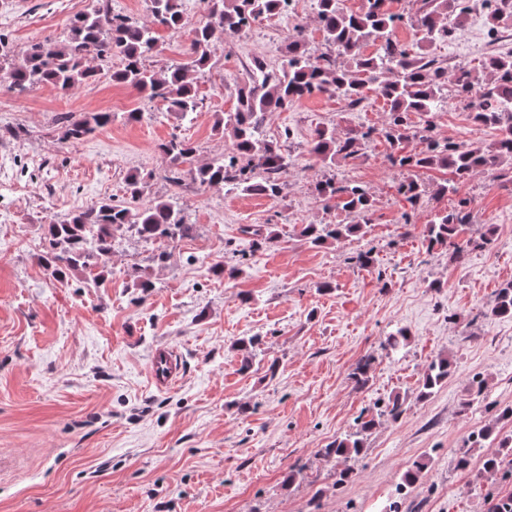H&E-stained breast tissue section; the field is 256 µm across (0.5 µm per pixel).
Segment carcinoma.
<instances>
[{"label":"carcinoma","instance_id":"1","mask_svg":"<svg viewBox=\"0 0 512 512\" xmlns=\"http://www.w3.org/2000/svg\"><path fill=\"white\" fill-rule=\"evenodd\" d=\"M154 21L171 29L183 25L181 0H151ZM208 15L193 30L191 45L184 61L161 72L146 68L145 58L156 50L151 25L127 15L111 14L107 5L73 18L69 37L64 44L46 39L30 44L12 60L8 68L0 66L11 91L22 94L35 84H50L68 91L96 80L98 71L88 65L90 60L104 61L114 55L122 57L123 68L112 78L144 93L150 99L160 98L172 110L185 117L198 111L200 100L187 79L191 71L202 72L209 67L214 44L219 36L239 34L240 21L255 22L286 12L287 0H207ZM415 12L403 17L388 9V0H364L358 12L345 9L342 0H316L317 13L326 50L312 54L306 48L305 33L296 27L284 48L278 66L253 61L247 81L236 89V111L215 124V130H231L233 144L220 158L196 169H185L196 154L190 140L174 136L159 146L166 162L165 177L179 185L188 172L206 187L224 186L243 193L277 198L288 175V160L279 147L261 138L266 117L315 93L343 98L352 105L365 99L373 90L389 108L386 126L376 131L350 128L342 133L317 132L310 151L330 165L338 160L354 159L374 134L381 135L393 153L388 161L400 169L439 167L448 170L451 180L435 190V194L456 191V186L479 173L499 167L503 160L512 161V53L492 56L483 64V74L466 69L462 83L454 84V95L466 106L477 105L475 119L484 126L498 130V140L487 148L462 146L449 140L426 138L424 148L415 154L402 152V145L413 138L414 125L409 115H428L443 101L448 88V69L435 58L409 50L398 42L394 30L405 20L419 29L431 42L449 40L467 14L463 0H417ZM377 45L373 54L364 46ZM112 114L98 112L89 118L69 120L64 125L63 139L80 140L97 128L110 123ZM147 177L131 175L126 180L127 205L105 199L92 204L69 220L49 224L44 233L42 262L56 280L66 279L76 270L95 272L99 261L112 253L117 235L133 232L146 242L171 241L190 236L193 225L186 222L175 201L158 200L140 203ZM314 190L325 203L336 202L359 218L355 224H307L301 236L313 246L328 240L351 235L372 223L373 210L368 192L360 185L339 183L332 179L319 181ZM399 192L415 206L429 194V188L414 180L400 183ZM467 201L435 214L426 225L430 247L452 249L453 258L462 259L469 250L482 248L490 240V232L480 237L458 241L469 223ZM103 272H95L93 281L100 285ZM491 314L512 318V284L499 290ZM375 357L359 361L351 378L359 386L368 381L367 373ZM455 373L453 362L439 355L427 365L418 380V398L425 400L448 382ZM493 415L477 434L469 435L470 447L493 444L499 451L483 462L481 475L491 480L512 479V433L498 429L501 422L512 423V405L489 408ZM376 426L375 416L358 417L355 431L321 449L328 460L357 459L364 452L365 439ZM487 512H512V493L497 491L487 494Z\"/></svg>","mask_w":512,"mask_h":512}]
</instances>
